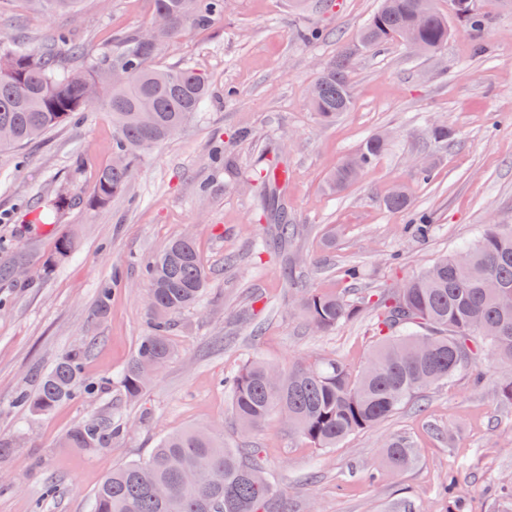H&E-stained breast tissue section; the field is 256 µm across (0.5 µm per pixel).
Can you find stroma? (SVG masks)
<instances>
[{"label":"stroma","mask_w":512,"mask_h":512,"mask_svg":"<svg viewBox=\"0 0 512 512\" xmlns=\"http://www.w3.org/2000/svg\"><path fill=\"white\" fill-rule=\"evenodd\" d=\"M490 17L481 34L452 23L437 53H409L391 42L354 53V103L335 122L309 104L325 63L356 42L378 0H224V16L188 29L162 47L158 63L189 65L207 75L210 95L177 134L135 166L128 192L103 209L88 205L93 173L112 159L106 110L65 122L21 150L0 151V266L27 267L31 281L0 277V512H91L93 492L114 468L148 457L159 440L200 424L240 442L224 378L248 359L288 367L330 356L359 369L377 344L370 313L334 330L314 329L298 303L311 292L355 300L400 283L473 241L488 224H512V8L476 0ZM151 0H82L78 12L44 13L28 0H0V44L22 33L31 49L57 32L73 33L97 55L146 27ZM318 30L304 42L299 31ZM488 51L479 55L476 43ZM454 132L430 140L431 123ZM386 133L389 148L363 177L332 193L329 175L369 137ZM233 140L214 169L215 139ZM429 159L431 180L415 173ZM283 161L288 182L280 204L299 232L285 248L258 255L255 239H274L262 189L251 170ZM396 186L405 211L383 200ZM66 203L50 225L33 223L41 202ZM435 224L425 240L409 225L418 210ZM77 247L56 255L62 236ZM192 235L209 279L199 304L176 319L174 354L137 401L117 376L150 328L143 267L172 239ZM356 264L354 289L339 277ZM112 282L107 307L97 289ZM89 345L83 386L48 413L17 398L71 349ZM506 370L491 361L460 369L428 387L397 413L349 436L336 448L313 447L269 417L249 443L288 512H447L442 484L455 482L460 512H500L512 483V400ZM92 418L124 423L105 448L61 442ZM395 438L417 451L399 474L380 465ZM56 493L44 498L43 486Z\"/></svg>","instance_id":"obj_1"}]
</instances>
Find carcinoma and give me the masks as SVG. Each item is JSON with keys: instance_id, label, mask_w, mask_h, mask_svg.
I'll list each match as a JSON object with an SVG mask.
<instances>
[{"instance_id": "cac0c4a2", "label": "carcinoma", "mask_w": 512, "mask_h": 512, "mask_svg": "<svg viewBox=\"0 0 512 512\" xmlns=\"http://www.w3.org/2000/svg\"><path fill=\"white\" fill-rule=\"evenodd\" d=\"M152 15H171L167 29L147 41L130 32L117 45L88 58L66 33L41 50H28L16 38L0 48V147H20L57 125L79 121L103 104L112 114V153L122 156L95 174L94 208H104L125 192L135 164L187 124L205 100L207 78L189 66L154 63L159 50L188 27H205L224 15V0H191L184 16L179 0H151ZM458 19L475 32L485 19L472 0H453ZM420 24L419 38L429 52L448 43V21L438 0H380L378 9L357 35L363 49L402 41ZM351 53L323 66L315 80L311 106L329 122L353 105L349 79ZM388 145L383 135L369 137L336 169L328 189L340 191L368 170ZM275 168L253 172L265 186L263 207L280 212ZM393 211L410 201L402 190L385 197ZM153 325L142 337L119 384L130 400L146 388L143 367L159 371L173 354L168 336L171 317L194 307L207 286L196 243L171 240L145 268ZM301 309L318 330L328 331L365 312L373 316L379 344L363 367L353 372L341 361L322 359L281 368L254 359L229 380L231 412L240 432L251 433L272 415H288V427L313 447L331 449L361 430L390 417L421 390L448 380L461 368L493 357L512 368V225L488 224L469 247L437 261L419 274L370 294L356 304L335 293H310ZM84 346L72 349L43 374L36 392L18 402L46 413L70 399L80 386ZM124 426L91 420L75 427L64 444L102 448ZM415 460L403 440L388 442L382 463L401 471ZM252 473H265L257 448H229L205 427L172 433L160 440L144 461L112 471L93 493L91 512H268L275 491L255 485Z\"/></svg>"}]
</instances>
